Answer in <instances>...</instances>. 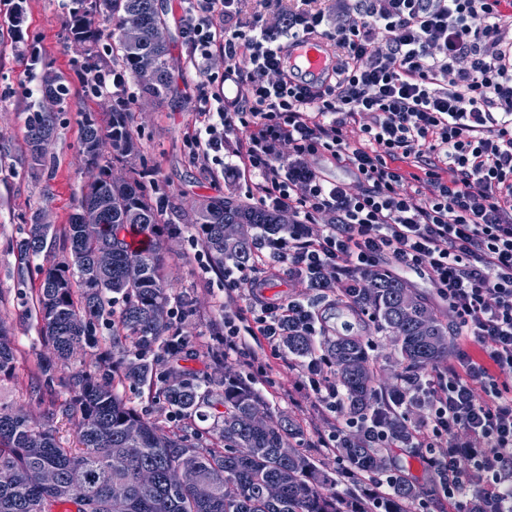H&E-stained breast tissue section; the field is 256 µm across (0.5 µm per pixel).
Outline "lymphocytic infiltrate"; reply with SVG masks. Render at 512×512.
<instances>
[{"label":"lymphocytic infiltrate","mask_w":512,"mask_h":512,"mask_svg":"<svg viewBox=\"0 0 512 512\" xmlns=\"http://www.w3.org/2000/svg\"><path fill=\"white\" fill-rule=\"evenodd\" d=\"M181 2L192 54L224 53L223 80L198 97L193 160L232 154L250 198L292 216L257 263L330 283L340 303L373 273L417 271L446 306L455 349L404 379L405 439L348 413L327 354L303 362L292 394L336 416L319 447L369 431L379 450L420 449L448 512H512V0H336L332 12L301 0L277 27L244 24L242 0ZM304 36L336 48L315 85L280 54ZM327 164L353 181L325 179ZM259 284L252 266L224 268L257 347L278 352L290 327L324 335L315 303L265 301Z\"/></svg>","instance_id":"1"}]
</instances>
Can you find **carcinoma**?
I'll use <instances>...</instances> for the list:
<instances>
[{
  "mask_svg": "<svg viewBox=\"0 0 512 512\" xmlns=\"http://www.w3.org/2000/svg\"><path fill=\"white\" fill-rule=\"evenodd\" d=\"M106 23L113 25L112 67L102 66L100 30L92 18L98 0H73L67 34L86 45L80 67L103 87L117 70L134 90L113 98L102 112H83L79 157L95 171L77 199L78 213L57 230L31 219L25 237L16 241L28 263L45 248L58 245L63 261L42 271L36 288V314L54 358L38 363L30 389L48 399L52 414L73 418L81 447L66 448L49 427L32 422L21 410L0 406V512H337V499H355L359 512H405L427 497L428 490L401 480L385 497L373 493V482L387 470L377 464L379 450L360 435L341 449L346 468L336 477L320 469L299 447L302 426L289 419H256L262 396L252 384L232 380L215 391L194 382L193 372L175 364L192 356L183 328L169 319L170 294L164 285V236L178 231L174 208L155 201L144 172L133 159L130 106L140 97L155 101L174 91L168 43L154 40L165 25L158 0H106ZM139 36L131 40L127 30ZM45 99L63 103L69 87L63 76H43ZM56 112L45 108L28 123L26 150L32 167L45 160L44 142L55 132ZM122 163L128 176L112 180ZM283 208L244 203L232 197L200 200L183 221L193 226L217 267L224 261L248 264L257 242L285 234ZM137 233L147 247L134 250L126 235ZM112 251V268L94 265L96 252ZM120 308H114V304ZM352 311L373 315L382 331L394 337L402 371L398 379L435 366L448 356V324L435 317L424 298L411 296L399 279L373 276L359 289ZM111 331L109 348L95 354L98 374L75 355L95 348L97 325ZM284 345L298 356L314 350L313 339L295 331ZM336 366V382L346 392L352 414L392 420L391 400L377 401L374 374L364 342L336 335L327 342ZM17 361L10 330L0 320V376L11 375ZM67 375L69 400L60 403L53 388L54 371ZM157 386L167 408L190 429L203 407L215 410L220 445L200 446L188 433L172 434L143 419L114 389V380ZM367 483L342 495L339 481ZM280 495L272 499L267 486Z\"/></svg>",
  "mask_w": 512,
  "mask_h": 512,
  "instance_id": "cac0c4a2",
  "label": "carcinoma"
}]
</instances>
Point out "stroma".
Wrapping results in <instances>:
<instances>
[{
	"label": "stroma",
	"mask_w": 512,
	"mask_h": 512,
	"mask_svg": "<svg viewBox=\"0 0 512 512\" xmlns=\"http://www.w3.org/2000/svg\"><path fill=\"white\" fill-rule=\"evenodd\" d=\"M166 23V33L174 59L172 74L177 91L162 102L138 99L132 107L133 132L140 147V158L151 171L152 196L182 209L206 196L244 198L243 177L229 178L208 171L192 160V138L198 128L193 94L211 79L224 75V57L213 51L202 68L193 67L190 50L182 37L183 10L179 0H158ZM72 0H27V11L18 26L5 20L6 7L0 2V319L11 328L21 356L13 377L0 379V405L23 407L31 420L51 426L57 440L68 448L78 447L74 422L50 416L48 406L27 387L28 374L47 355L48 345L39 331L34 310V290L41 271L62 259L60 249H47L26 267H19L15 242L25 235L35 212H42L47 223L67 224L76 198L91 173L78 158L81 121L92 103L78 76L82 49L67 39L64 23ZM22 29L25 41L17 43L15 29ZM41 48V60L30 66L25 43ZM53 72L66 77L69 95L57 108L55 133L47 147L46 163L32 169L25 151L28 117L42 105V76ZM165 274L174 296H187L195 314L183 328L191 342L190 366L199 379L217 383L223 377L250 378L248 353L224 359L212 347L211 325L223 322L225 315L236 314L239 305L224 300V278L196 237L194 228L181 225L177 234L165 237ZM326 322L327 337L342 333L362 337L378 388L396 382L400 371L391 336L378 331L369 317H356L340 310L333 299L318 304ZM269 381L259 383L265 407L272 416H286L304 427L302 447L311 449L317 465L328 472L341 469L339 458L317 449L318 433L327 431L334 415L314 407L309 401L294 404L284 393L299 377L301 358L287 349L272 356ZM128 406L145 418L167 429H178L176 415L162 399L152 397L147 388L125 383L118 389Z\"/></svg>",
	"instance_id": "obj_1"
}]
</instances>
